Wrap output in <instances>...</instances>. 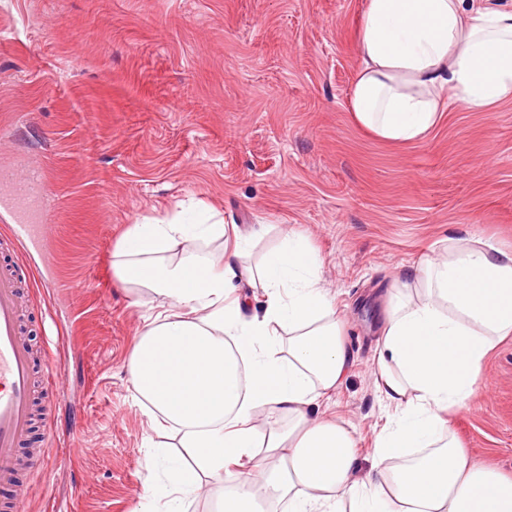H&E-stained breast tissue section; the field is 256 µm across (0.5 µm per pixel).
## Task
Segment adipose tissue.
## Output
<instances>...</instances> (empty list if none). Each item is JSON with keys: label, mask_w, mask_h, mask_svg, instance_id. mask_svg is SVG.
Wrapping results in <instances>:
<instances>
[{"label": "adipose tissue", "mask_w": 512, "mask_h": 512, "mask_svg": "<svg viewBox=\"0 0 512 512\" xmlns=\"http://www.w3.org/2000/svg\"><path fill=\"white\" fill-rule=\"evenodd\" d=\"M355 39L349 110L383 141H417L453 100L473 112L512 101V11L365 0ZM256 238L153 219L112 253L114 275L160 308L129 374L151 430L180 436L164 469L171 503L235 466L214 512H512V478L474 464L449 421L512 337V251L451 236L388 288L375 384L396 413L364 468L355 427L315 413L350 368L321 259L288 233L254 264Z\"/></svg>", "instance_id": "obj_1"}]
</instances>
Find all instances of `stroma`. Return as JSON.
Wrapping results in <instances>:
<instances>
[{"label": "stroma", "instance_id": "1", "mask_svg": "<svg viewBox=\"0 0 512 512\" xmlns=\"http://www.w3.org/2000/svg\"><path fill=\"white\" fill-rule=\"evenodd\" d=\"M365 0H0V166L48 178L50 230L21 275L47 300L31 340L62 365L51 453L22 512H164L151 431L130 392L158 308L112 273L128 224L207 204L259 262L291 230L322 260L351 373L319 411L374 452L393 406L374 385L387 288L454 235L512 249V102L450 104L422 140L387 143L348 110ZM450 417L479 465L512 475V338Z\"/></svg>", "mask_w": 512, "mask_h": 512}]
</instances>
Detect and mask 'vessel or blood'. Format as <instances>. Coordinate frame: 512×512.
Wrapping results in <instances>:
<instances>
[{"mask_svg":"<svg viewBox=\"0 0 512 512\" xmlns=\"http://www.w3.org/2000/svg\"><path fill=\"white\" fill-rule=\"evenodd\" d=\"M0 183L13 189L9 229L15 245L44 238L46 227L27 219L21 202L29 194L26 176L10 167H0ZM25 296L19 275L0 272V488L15 486L22 471H35L42 465L59 436L53 428L42 434L38 451L28 443L34 432L35 387L57 388L62 375L50 356H37L27 337L24 320Z\"/></svg>","mask_w":512,"mask_h":512,"instance_id":"b4317fda","label":"vessel or blood"}]
</instances>
